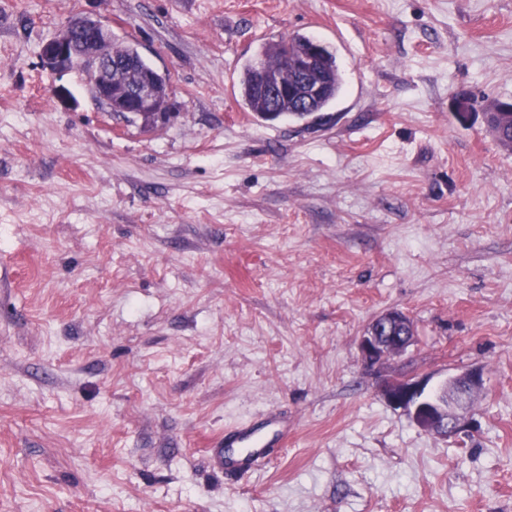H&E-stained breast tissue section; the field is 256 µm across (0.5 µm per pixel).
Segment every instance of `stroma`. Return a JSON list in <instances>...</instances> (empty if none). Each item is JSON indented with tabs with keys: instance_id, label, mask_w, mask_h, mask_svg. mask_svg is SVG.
I'll return each mask as SVG.
<instances>
[{
	"instance_id": "35a3bbf8",
	"label": "stroma",
	"mask_w": 512,
	"mask_h": 512,
	"mask_svg": "<svg viewBox=\"0 0 512 512\" xmlns=\"http://www.w3.org/2000/svg\"><path fill=\"white\" fill-rule=\"evenodd\" d=\"M82 14L169 80L146 131L39 57ZM334 47L321 120L236 86L265 32ZM473 103L458 119V96ZM512 0H0V512H512ZM384 371L477 368L473 425L419 429ZM283 412L262 467L226 427ZM498 109L500 112H486L488 128L503 147L512 149V103H499ZM258 428L251 425L235 426L224 430V448H245L240 453L218 449L215 456V464L224 475L249 471L258 457L266 452V448L272 446V442L258 435ZM244 445H249L242 447Z\"/></svg>"
}]
</instances>
